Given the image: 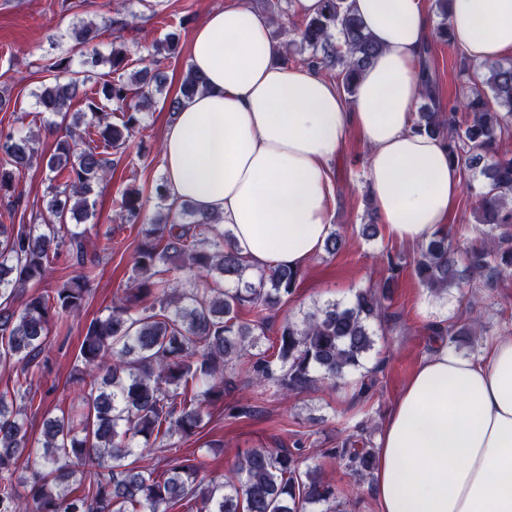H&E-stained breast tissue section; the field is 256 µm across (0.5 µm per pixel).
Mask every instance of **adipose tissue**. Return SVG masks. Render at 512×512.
<instances>
[{"label":"adipose tissue","mask_w":512,"mask_h":512,"mask_svg":"<svg viewBox=\"0 0 512 512\" xmlns=\"http://www.w3.org/2000/svg\"><path fill=\"white\" fill-rule=\"evenodd\" d=\"M379 51L352 96L288 64L264 15L226 0L196 28L205 87L165 129L172 198L216 213L256 268H303L331 218L333 166L350 136L367 147V193L388 235L423 243L448 224L461 174L413 128L427 0H348ZM451 35L475 61L512 56V0H452ZM379 512H512V336L486 358L438 347L394 403L378 439Z\"/></svg>","instance_id":"adipose-tissue-1"}]
</instances>
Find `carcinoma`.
Instances as JSON below:
<instances>
[{
	"label": "carcinoma",
	"instance_id": "1",
	"mask_svg": "<svg viewBox=\"0 0 512 512\" xmlns=\"http://www.w3.org/2000/svg\"><path fill=\"white\" fill-rule=\"evenodd\" d=\"M286 52L298 53L316 70L336 71V84L352 94L355 82L378 52L347 0H324L316 17L291 29ZM101 28L80 21L72 29L69 51L52 59L53 73L35 93L40 112L52 117L45 133L55 137L46 157L45 203L30 222L0 225V361L21 366L12 389L0 392V512H169L183 501L196 512H307L326 506L343 512L336 488L299 470L298 453L287 448H256L224 475L203 485L201 464L172 458L163 476L127 462L138 450L170 451L174 436L189 437L201 427L206 410L235 387L224 372L241 357H251V382L275 389L283 398L318 382H337L365 368L375 345L370 322L384 314L381 291L359 290L346 305L327 302L302 320L285 318L269 346L268 312L295 290L299 271L270 267L249 271L220 218L198 212L188 202L170 199L159 180L150 194L159 211L145 215L143 191L121 193V220L142 225V239L131 255L141 280L115 296L104 317L91 320L78 352L80 380L93 381L83 396L80 418L60 410L43 421L41 447L28 437L26 419L37 390L33 374L50 343L52 327L86 301L95 269L112 255V238L90 252L77 225L92 214L93 185L112 170L141 124L142 111L155 103L162 68L177 54L178 37L168 33L148 55L133 59L124 45L99 55ZM430 48L422 59L424 104L415 128L446 141L448 158L481 178L476 221L488 226L485 245L466 255L464 268L448 244L435 234L415 260L420 281L436 292L458 286L468 273L491 270L512 275V237L495 230L512 224V154L494 150L503 123L512 117V62L478 64L480 88L466 103L440 104ZM140 68L134 70L132 65ZM107 67L90 72L86 66ZM95 79L85 97L93 131L70 114L80 86ZM204 88V79L187 68L179 94L167 102L178 110L181 99ZM0 202L14 211L25 202L19 182L43 157L40 136L0 129ZM64 262L79 273L43 291L54 265ZM252 319L239 320L241 308ZM35 454L41 471L24 498L13 476L25 455ZM329 454L353 477L371 474L375 450L360 423Z\"/></svg>",
	"mask_w": 512,
	"mask_h": 512
}]
</instances>
